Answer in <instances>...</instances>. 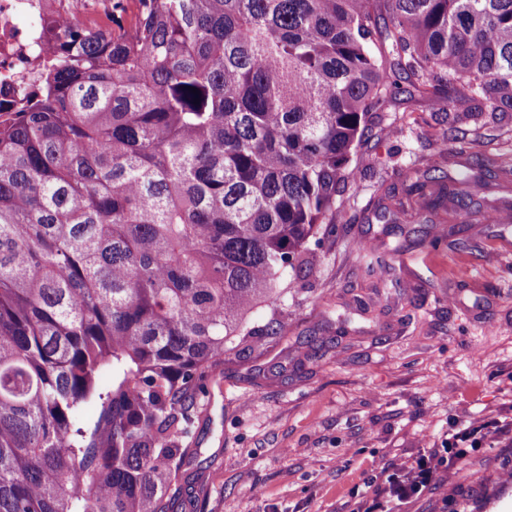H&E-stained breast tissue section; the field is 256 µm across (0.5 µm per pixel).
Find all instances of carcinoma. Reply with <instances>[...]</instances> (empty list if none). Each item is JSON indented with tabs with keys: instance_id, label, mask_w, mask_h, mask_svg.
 <instances>
[{
	"instance_id": "cac0c4a2",
	"label": "carcinoma",
	"mask_w": 512,
	"mask_h": 512,
	"mask_svg": "<svg viewBox=\"0 0 512 512\" xmlns=\"http://www.w3.org/2000/svg\"><path fill=\"white\" fill-rule=\"evenodd\" d=\"M141 2L0 120V512H171L207 369L280 335L395 68L456 131L512 112V0Z\"/></svg>"
}]
</instances>
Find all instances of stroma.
Wrapping results in <instances>:
<instances>
[{"instance_id":"1","label":"stroma","mask_w":512,"mask_h":512,"mask_svg":"<svg viewBox=\"0 0 512 512\" xmlns=\"http://www.w3.org/2000/svg\"><path fill=\"white\" fill-rule=\"evenodd\" d=\"M399 85L307 245L279 338L208 371L173 512H512V224L488 218L512 205V116L459 143L443 103ZM436 158L450 175L482 161L469 208L407 194ZM419 208L447 247L417 243ZM486 425L444 481L395 491L402 465L447 462L459 430Z\"/></svg>"}]
</instances>
